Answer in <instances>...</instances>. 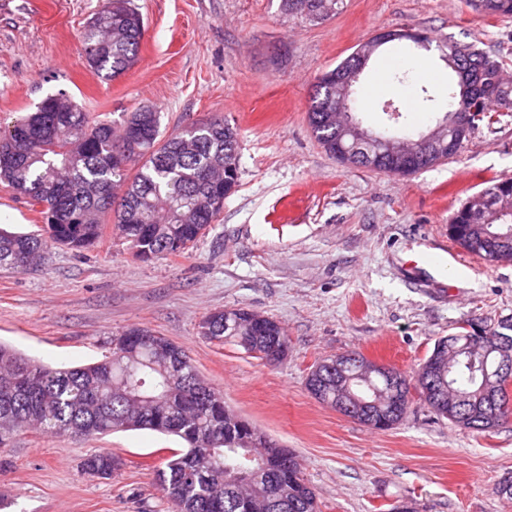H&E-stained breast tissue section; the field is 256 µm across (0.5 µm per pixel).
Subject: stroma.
<instances>
[{"mask_svg": "<svg viewBox=\"0 0 512 512\" xmlns=\"http://www.w3.org/2000/svg\"><path fill=\"white\" fill-rule=\"evenodd\" d=\"M145 34L136 64L104 80L81 33L99 0H0V119L66 92L84 111L149 105L161 128L223 116L238 133L239 185L182 256L140 261L105 234L96 248L50 250L41 265L0 270V341L54 367L97 361L103 340L146 327L182 345L225 404L298 456L321 512H512L499 492L512 473V421L487 433L438 418L412 394L403 421L369 428L317 400L306 376L355 350L414 377L435 342L512 316V262L461 250L448 225L469 198L512 179V109L475 129L457 155L411 176L344 164L317 141L307 110L318 78L375 33L405 29L476 44L512 77V17L472 0H339L326 21L281 0H134ZM420 81L386 91L405 115L399 136L435 124ZM0 227L40 233L37 212L0 182ZM444 256L415 266L413 252ZM248 309L279 321L288 356L270 365L209 341V312ZM180 439L130 430L84 440L19 432L0 450V512H175L155 472ZM108 449L125 465L84 476ZM123 466L120 456L111 451H97L87 455L80 464L81 472L92 478H112Z\"/></svg>", "mask_w": 512, "mask_h": 512, "instance_id": "1", "label": "stroma"}]
</instances>
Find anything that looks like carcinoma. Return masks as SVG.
Masks as SVG:
<instances>
[{
	"instance_id": "1",
	"label": "carcinoma",
	"mask_w": 512,
	"mask_h": 512,
	"mask_svg": "<svg viewBox=\"0 0 512 512\" xmlns=\"http://www.w3.org/2000/svg\"><path fill=\"white\" fill-rule=\"evenodd\" d=\"M337 0H283L288 13L311 22L330 14L322 4ZM145 24L133 0H102L82 32L88 66L114 79L137 61ZM473 58L489 57L493 69L481 70L484 89L461 80L445 90L448 104L461 109L467 132L495 122L493 106L512 109V86L498 83L499 58L475 44L464 46ZM334 71L322 74L308 111L309 125L335 158ZM0 181L38 209L43 234L0 230V269L21 271L52 245L82 251L99 243L105 217L114 215L115 234L145 260L187 252L224 208L239 182L238 139L224 117L188 124L178 132L161 131V116L142 106L114 120L93 116L59 93L44 98L0 127ZM512 230V210L477 218L476 207L458 210L449 234L468 252L485 257L496 248L497 261H512V238L484 240L485 232ZM237 320L224 323L215 310L201 321L200 335L237 346L255 337L251 351L266 352L269 336H286L276 320L233 309ZM512 317L497 327L457 333L470 345L448 353L439 338L420 364L414 381L401 373L399 404L357 421L378 430L398 425L416 388L439 417L477 432L496 428L512 416L509 385L484 389L480 365L494 364L488 345L504 336L512 341ZM103 359L78 367H49L0 343V449L20 430L33 426L48 437L71 434L97 439L118 431L150 429L181 438L187 447L172 452L156 482L177 512H319L316 495L305 482L298 457L224 406V395L200 377L187 351L144 327H133L107 341ZM306 386L316 399L352 392L366 401H383L392 390L385 379L347 385L336 368H311ZM123 466L110 451L87 455L81 472L110 479Z\"/></svg>"
}]
</instances>
